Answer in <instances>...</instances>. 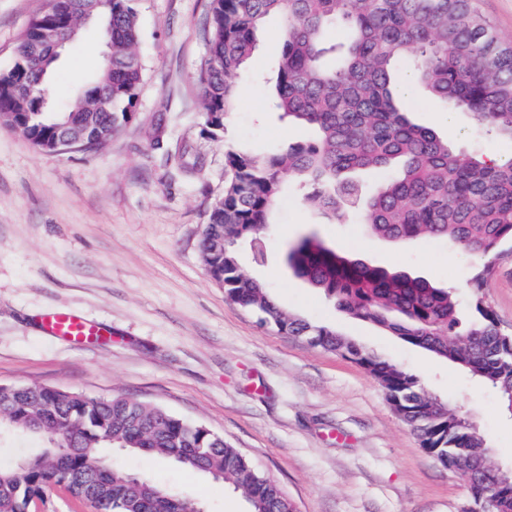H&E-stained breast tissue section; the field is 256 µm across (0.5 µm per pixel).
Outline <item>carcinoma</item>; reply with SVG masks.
<instances>
[{"label":"carcinoma","instance_id":"obj_1","mask_svg":"<svg viewBox=\"0 0 512 512\" xmlns=\"http://www.w3.org/2000/svg\"><path fill=\"white\" fill-rule=\"evenodd\" d=\"M98 15L112 62H102L93 89L63 113L49 111L48 78L59 60L39 48L42 31L59 28L74 40L80 23L67 0H52L15 47V65L0 74V122L53 151L55 126L71 122L90 130L98 145L130 119L143 82L135 52L139 39L135 0H98ZM282 20V54L274 108L314 132L310 141L263 158L224 152V196L211 208L200 253L229 301L289 336H304L363 366L384 389L422 448L466 484L472 512L499 485L492 512H512V470H487V443L456 409L428 395L418 377L346 340L336 329L286 311L262 280L245 276L237 246L260 243L288 183L331 224L353 212L375 237L397 243L421 237L448 241L474 262L470 279L473 328L462 332L454 293L424 277L351 258L307 235L291 244L293 275L324 292L336 307L373 323L404 342L467 369L498 394L512 415V333L499 327L484 290L500 247L512 241V159L500 164L464 155L434 129L413 122L397 89V65L438 101L471 114L490 135L512 141V44L496 36L472 0H210L207 51L200 66L203 119L229 116L236 103L233 78L255 49L266 19ZM348 32L344 42L329 29ZM374 170L383 180L365 192L356 173ZM224 240V248L216 240ZM0 425L56 444L28 457L24 471L0 468V512H28L32 499L65 484L90 500L89 488L112 491L109 512H193L198 500L113 468L112 449L166 458L182 468L230 482L250 512H294L280 487L261 476L241 451L204 424L158 406L113 396L90 397L56 387L0 385Z\"/></svg>","mask_w":512,"mask_h":512}]
</instances>
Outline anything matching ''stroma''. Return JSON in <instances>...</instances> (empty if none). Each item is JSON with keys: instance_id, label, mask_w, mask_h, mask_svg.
<instances>
[{"instance_id": "35a3bbf8", "label": "stroma", "mask_w": 512, "mask_h": 512, "mask_svg": "<svg viewBox=\"0 0 512 512\" xmlns=\"http://www.w3.org/2000/svg\"><path fill=\"white\" fill-rule=\"evenodd\" d=\"M50 0H0V73ZM144 68L134 115L105 143L47 153L0 124V383H39L91 397L125 395L223 434L257 472L276 481L296 512H460L463 482L421 448L377 380L356 362L284 335L224 297L206 272L199 241L224 194V145L255 155L308 138L271 107L281 52L270 18L248 63L222 138L204 130L199 80L209 0H136ZM106 52L102 27L83 24L51 76L50 108L63 111ZM399 90L413 119L463 152L512 157V142L429 97L407 69ZM314 233L367 262L452 289L472 318L474 264L444 240L395 244L351 220L327 224L286 189L262 254L240 249L246 276L268 283L281 306L415 374L423 389L460 408L512 468V419L494 389L458 365L338 311L292 274L289 243ZM501 328L512 329V247L502 246L485 290ZM72 309L101 324L104 342L44 336L38 319ZM114 467L205 502L208 512H249L224 484L169 460L114 451Z\"/></svg>"}]
</instances>
